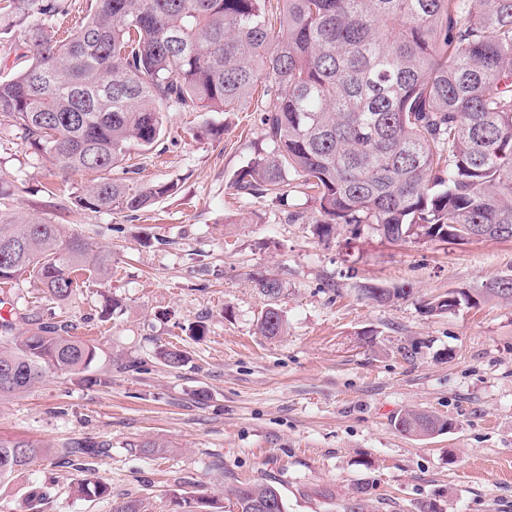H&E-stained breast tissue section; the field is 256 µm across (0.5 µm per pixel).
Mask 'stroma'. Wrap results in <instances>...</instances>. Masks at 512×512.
<instances>
[{"label":"stroma","instance_id":"1","mask_svg":"<svg viewBox=\"0 0 512 512\" xmlns=\"http://www.w3.org/2000/svg\"><path fill=\"white\" fill-rule=\"evenodd\" d=\"M257 113L171 112L149 153L132 151L139 184L174 181L175 194L135 215L74 209L68 192L87 177L65 175L34 154L0 117V187L23 215L67 220L112 253L113 274L50 305L31 278L4 285L14 313L73 324L96 339L97 367L112 382L88 388L48 373L32 389L0 400V437L42 443L47 455L0 488V512H26L35 487L43 512H112L140 500L144 512H173L182 494L229 506L242 483L274 482L286 512H512V302L430 315L425 300L482 289L512 274V241L391 244L363 225L320 240L307 219L314 200L297 182L286 202L242 197L236 170L267 147ZM304 221L293 224L290 212ZM280 279L286 329H257L267 304L252 283ZM406 283L410 297L386 306L365 299L368 281ZM119 308L100 318L106 299ZM201 321L194 341L182 326ZM185 350L177 370L154 350ZM205 400H198V392ZM415 410L452 423L414 437L393 425ZM74 438L107 441L83 468L55 451ZM143 440L169 444L145 456ZM97 477L111 495H70Z\"/></svg>","mask_w":512,"mask_h":512}]
</instances>
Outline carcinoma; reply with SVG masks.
Listing matches in <instances>:
<instances>
[{"label": "carcinoma", "instance_id": "cac0c4a2", "mask_svg": "<svg viewBox=\"0 0 512 512\" xmlns=\"http://www.w3.org/2000/svg\"><path fill=\"white\" fill-rule=\"evenodd\" d=\"M0 23L19 31L27 64L0 74V115L16 136L63 173H91L77 207L138 213L173 195L174 181L138 185L123 166L131 150L149 151L178 112L260 114L270 150L232 181L243 195L278 196L294 177L316 203V234L341 224H372L385 240L485 238L512 241V0H282L279 25L269 0H91L85 16L58 36L54 19L68 0H4ZM112 271V252L65 225L23 218L0 191V283L34 277L56 303L79 279ZM269 304L261 335L285 329L276 307L282 283L259 275ZM385 305L412 294L404 284H366ZM486 296L512 300V274L471 293L450 291L426 312L474 306ZM71 324L29 320L13 335L0 321V398L24 392L49 370L85 386L109 379L93 366L102 349L69 335ZM154 358L171 370L187 360L176 346ZM402 432L449 421L406 412ZM112 444L73 438L61 460L76 465ZM44 453L33 440L0 438V486ZM80 499L105 498L98 478L71 487ZM234 512H285L273 484H242ZM178 512H216L209 496H175Z\"/></svg>", "mask_w": 512, "mask_h": 512}]
</instances>
